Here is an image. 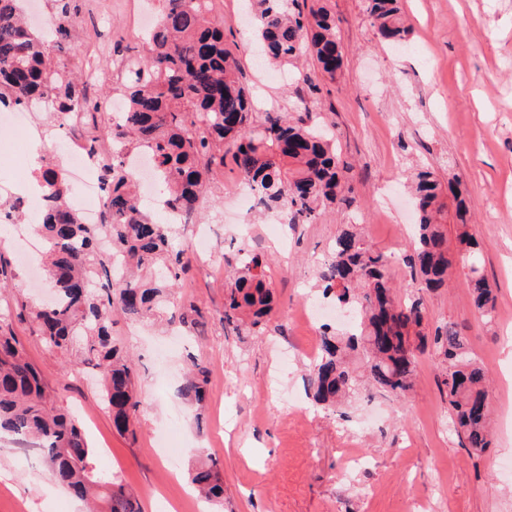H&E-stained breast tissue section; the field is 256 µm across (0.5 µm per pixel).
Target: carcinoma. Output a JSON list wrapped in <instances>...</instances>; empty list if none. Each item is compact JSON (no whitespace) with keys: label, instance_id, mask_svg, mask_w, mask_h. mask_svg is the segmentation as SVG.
Masks as SVG:
<instances>
[{"label":"carcinoma","instance_id":"obj_1","mask_svg":"<svg viewBox=\"0 0 512 512\" xmlns=\"http://www.w3.org/2000/svg\"><path fill=\"white\" fill-rule=\"evenodd\" d=\"M54 48L71 39L78 0H53ZM298 0H257L254 13L256 49L264 61L290 65L312 50L317 70H300L297 81L307 87L291 109L255 110L240 80V60L224 46V29L209 25L203 0H163L151 34V55L139 62L143 75L119 84L128 111L117 125L98 127L116 144L132 143L153 153L158 180L172 213L196 209L203 185L231 156L241 177L265 211L286 224L315 223L327 208L350 207L354 198L340 169L336 142L312 121L319 82L336 81L342 51L336 18L320 6L305 16ZM365 11L381 38L397 47L408 30L400 0H365ZM49 98L55 116L83 108L97 124L98 104L91 101L80 75L52 66L45 42L25 25L17 0H0V104H25ZM108 220L82 224L67 207L64 184L41 208L38 233L46 243V264L57 298L37 306V321L46 346L75 353L73 369H91L103 380L101 401L116 430H129L138 410L131 359L112 345V315L138 322L153 312L161 284L172 286L184 270L183 252L171 248V228L157 224L139 205L119 152L104 162ZM417 213L403 258L411 277L434 291L448 280L457 259L448 243V224L455 219L459 244L475 249L466 224L465 200L456 195L448 205L432 172L419 171L413 185ZM106 234L112 254L121 259L123 278L112 279L108 260L98 249ZM389 258L374 250L353 229H344L322 263L323 295L355 311L346 332H323L317 360L308 378L313 400L324 408L341 407L356 394L360 382L383 394L402 396L412 387L418 358L429 352L444 368L440 381L448 396L452 430L472 454L491 445L489 375L470 351L465 330L455 323L428 334L420 296L401 302L385 276ZM261 263L253 259L233 268L235 288L224 301V324L263 329L274 309V296ZM474 308L482 321H494L495 295L475 265L465 273ZM206 367L193 364L180 395L201 402ZM0 431L32 437L41 445L44 462L56 482L85 502L89 512H141L137 496L115 479L95 472L93 450L82 428L69 414L48 405L38 369L26 358L10 329L0 325ZM199 493L209 500L224 495L216 464L202 462L190 473Z\"/></svg>","mask_w":512,"mask_h":512}]
</instances>
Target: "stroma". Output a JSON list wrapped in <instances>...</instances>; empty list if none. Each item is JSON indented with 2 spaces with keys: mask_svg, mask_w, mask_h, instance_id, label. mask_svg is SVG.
Returning a JSON list of instances; mask_svg holds the SVG:
<instances>
[{
  "mask_svg": "<svg viewBox=\"0 0 512 512\" xmlns=\"http://www.w3.org/2000/svg\"><path fill=\"white\" fill-rule=\"evenodd\" d=\"M242 0H223L211 20L238 50L242 76L269 105L291 101L299 83L260 75L239 27ZM72 46L52 54L59 66L83 73L100 65L93 97H117L112 61L146 57L148 46L133 24L136 0H81ZM326 6L339 21L344 66L316 110L335 132L340 159L357 206L328 210L313 224L255 225L254 239L225 228L215 257L199 254L181 228L172 245L188 263L168 303L137 323L118 319L117 346L133 353L140 406L133 434L118 433L100 402L93 372L71 371L67 356L44 344L28 309L49 301L52 286H30L23 260L0 289V318L12 327L28 359L40 370L53 406L84 426L100 473L139 497L143 512H191L199 497L190 470L210 458L220 465L223 502L206 512H512V0H402L411 25L401 52L381 42L362 0H299L302 12ZM49 157L47 145L27 143L22 131L0 129V175L14 184L25 166ZM435 171L469 203L470 230L480 249L473 260L495 290L496 320L475 311L463 268L425 295L430 326H466L470 346L491 378L494 441L473 455L449 430L448 400L434 356L421 355L412 388L399 398L359 396L344 413L313 406L306 379L323 327L343 329L337 306L323 297L318 273L344 225L391 256L389 279L398 297L416 293L400 257L416 214L405 185L416 166ZM232 162L215 170L198 206L201 224L224 211L237 186ZM258 258L274 294L265 332L235 333L224 325L230 286L226 260ZM318 302L317 321L303 314ZM195 304L197 314L178 330L166 320L173 304ZM299 346L288 370L277 374V349ZM208 369L203 403L178 393L192 362ZM49 476L29 447L0 436V512H83L60 488L40 493Z\"/></svg>",
  "mask_w": 512,
  "mask_h": 512,
  "instance_id": "1",
  "label": "stroma"
}]
</instances>
